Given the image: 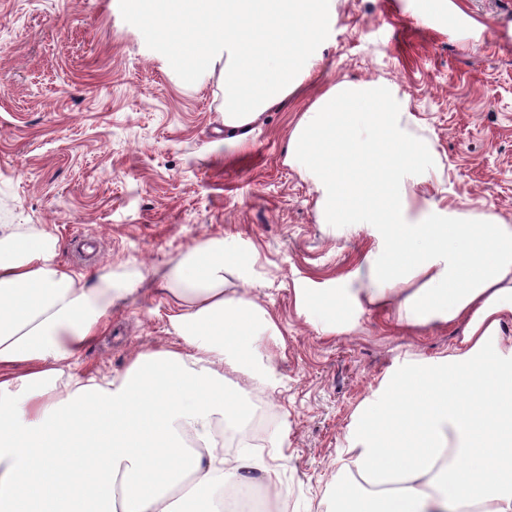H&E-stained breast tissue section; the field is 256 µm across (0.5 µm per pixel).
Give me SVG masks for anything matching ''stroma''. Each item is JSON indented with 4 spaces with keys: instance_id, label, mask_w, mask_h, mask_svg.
I'll return each mask as SVG.
<instances>
[{
    "instance_id": "35a3bbf8",
    "label": "stroma",
    "mask_w": 512,
    "mask_h": 512,
    "mask_svg": "<svg viewBox=\"0 0 512 512\" xmlns=\"http://www.w3.org/2000/svg\"><path fill=\"white\" fill-rule=\"evenodd\" d=\"M342 81L389 82L432 140L445 204L512 224V0H336L323 60L292 111L226 141L218 73L184 79L124 0H0V225L44 224L78 272L160 267L214 236L257 245L256 295L285 342L265 460L293 512L329 493L351 415L395 358L447 353L455 327L407 333L379 313L325 336L295 288H328L375 240L318 221L311 180L286 162L291 120ZM175 305L139 290L73 365L102 379L138 349L175 344Z\"/></svg>"
}]
</instances>
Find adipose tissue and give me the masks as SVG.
<instances>
[{"label": "adipose tissue", "instance_id": "1", "mask_svg": "<svg viewBox=\"0 0 512 512\" xmlns=\"http://www.w3.org/2000/svg\"><path fill=\"white\" fill-rule=\"evenodd\" d=\"M138 20L183 72L220 71L224 129L245 144L322 58L331 0H151ZM389 85L343 82L303 112L286 146L312 181L318 219L374 231L379 261L362 288H299L300 316L327 336L385 314L416 331L462 325L447 354L395 359L355 410L320 512H512V224L428 196L431 142ZM43 226L0 225V512H274L275 473L244 451L226 459L215 425L247 418L273 385L278 318L251 294L257 249L199 241L165 272L79 275ZM241 289L227 291L228 278ZM173 295L179 347L140 351L127 369L81 378L71 361L143 284ZM94 456L123 495L97 497Z\"/></svg>", "mask_w": 512, "mask_h": 512}]
</instances>
